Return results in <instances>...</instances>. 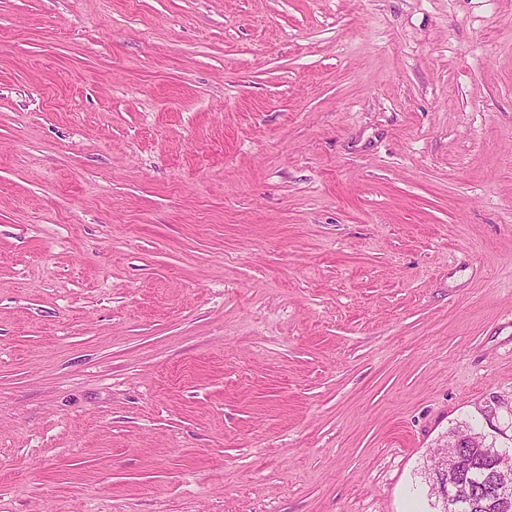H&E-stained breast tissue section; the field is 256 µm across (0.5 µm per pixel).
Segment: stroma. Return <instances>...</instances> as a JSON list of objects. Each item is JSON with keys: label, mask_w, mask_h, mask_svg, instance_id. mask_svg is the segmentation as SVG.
Instances as JSON below:
<instances>
[{"label": "stroma", "mask_w": 512, "mask_h": 512, "mask_svg": "<svg viewBox=\"0 0 512 512\" xmlns=\"http://www.w3.org/2000/svg\"><path fill=\"white\" fill-rule=\"evenodd\" d=\"M512 448V0H0V512H436ZM464 433L466 435L474 434L477 435V439L475 440L478 448H475L473 446V440L470 436L466 438V440L462 443H460L459 446L456 448H469L473 450H477L476 454L479 459L480 465L483 468H487L489 470L491 469H497V468H512V452H501L497 449L495 444L491 442L490 444H487L485 441H479L478 438H483V435L480 433H475L471 429L466 430H455L450 433V438L448 439V445L453 443V439L456 435ZM465 443V444H463ZM473 465L471 453L466 450L463 454L456 452L452 455H444L438 466L430 474V478L436 485L438 490V497H441L443 506L447 510L457 511L463 504L469 508L470 511L473 509H479L482 507L480 503V497L471 491L470 485L466 486V483L457 484L454 478L471 469ZM428 483L432 485V481L429 479V472L427 473ZM464 492H466V500L463 501Z\"/></svg>", "instance_id": "1"}]
</instances>
